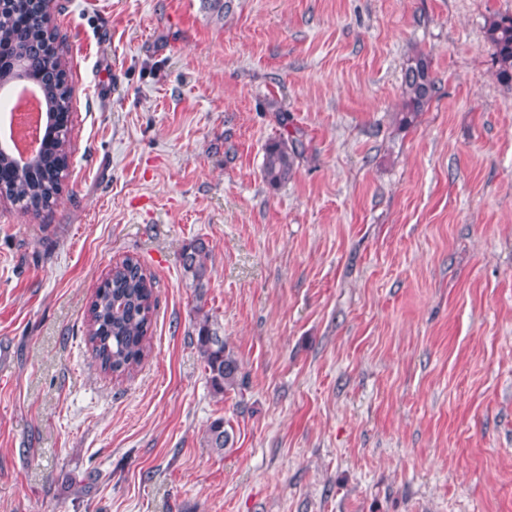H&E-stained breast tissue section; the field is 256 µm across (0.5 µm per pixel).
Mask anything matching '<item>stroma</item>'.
<instances>
[{
    "mask_svg": "<svg viewBox=\"0 0 512 512\" xmlns=\"http://www.w3.org/2000/svg\"><path fill=\"white\" fill-rule=\"evenodd\" d=\"M50 13L69 168L40 213L0 201V512H512V85L487 40L512 0ZM418 54L437 92L403 126ZM294 131L271 188L265 148ZM128 258L154 337L118 379L84 322ZM201 311L243 387L212 390ZM302 153L303 142L298 138L287 137L269 143L265 149L262 170L266 183L272 188L286 183L293 174L296 159ZM209 250L202 239L191 241L183 250L180 264L183 275L189 281L190 287L203 296V290L209 281V270L206 264ZM224 419H216L210 423L205 433L206 445L216 451H223L232 440Z\"/></svg>",
    "mask_w": 512,
    "mask_h": 512,
    "instance_id": "obj_1",
    "label": "stroma"
}]
</instances>
